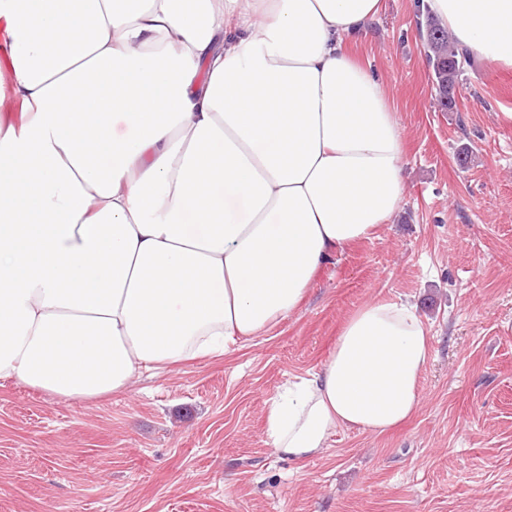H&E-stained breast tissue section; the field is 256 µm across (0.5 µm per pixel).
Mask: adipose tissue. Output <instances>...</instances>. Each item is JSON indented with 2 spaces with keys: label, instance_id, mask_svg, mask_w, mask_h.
Segmentation results:
<instances>
[{
  "label": "adipose tissue",
  "instance_id": "adipose-tissue-1",
  "mask_svg": "<svg viewBox=\"0 0 512 512\" xmlns=\"http://www.w3.org/2000/svg\"><path fill=\"white\" fill-rule=\"evenodd\" d=\"M381 0H0V380L63 401L221 355L301 306L332 256L388 223L404 139L353 57ZM464 50L512 67V0H421ZM428 330L402 299L343 326L266 402L294 461L340 427L418 408ZM10 82L11 69L7 72L0 70V125L3 132L10 126L19 130L26 120L22 105L10 94Z\"/></svg>",
  "mask_w": 512,
  "mask_h": 512
}]
</instances>
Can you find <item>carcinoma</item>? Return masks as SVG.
Returning <instances> with one entry per match:
<instances>
[{
  "label": "carcinoma",
  "mask_w": 512,
  "mask_h": 512,
  "mask_svg": "<svg viewBox=\"0 0 512 512\" xmlns=\"http://www.w3.org/2000/svg\"><path fill=\"white\" fill-rule=\"evenodd\" d=\"M418 33L426 51L438 105L448 111L456 108V93L465 67L473 64L453 34L434 17L418 21Z\"/></svg>",
  "instance_id": "carcinoma-1"
}]
</instances>
